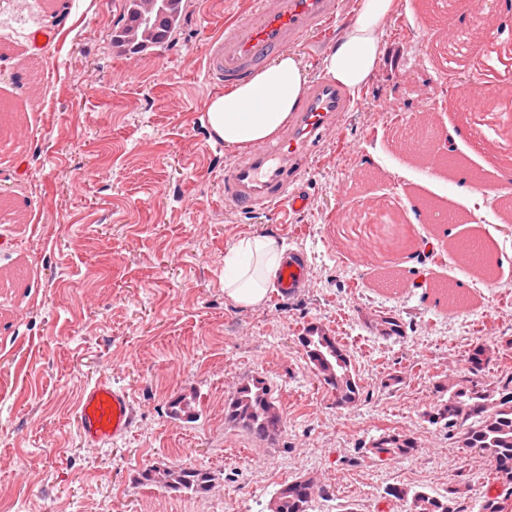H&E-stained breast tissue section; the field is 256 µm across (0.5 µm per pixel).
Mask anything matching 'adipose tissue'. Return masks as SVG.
Returning <instances> with one entry per match:
<instances>
[{"label": "adipose tissue", "mask_w": 512, "mask_h": 512, "mask_svg": "<svg viewBox=\"0 0 512 512\" xmlns=\"http://www.w3.org/2000/svg\"><path fill=\"white\" fill-rule=\"evenodd\" d=\"M395 0H360L354 21L324 60L331 80L361 89L381 58V26ZM307 75L300 61L283 53L249 79L206 104L208 124L225 147L243 150L272 138L297 108ZM285 248L272 235L242 238L224 258V294L242 307L262 303L279 275Z\"/></svg>", "instance_id": "obj_1"}]
</instances>
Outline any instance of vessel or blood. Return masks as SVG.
Here are the masks:
<instances>
[{"label":"vessel or blood","instance_id":"obj_1","mask_svg":"<svg viewBox=\"0 0 512 512\" xmlns=\"http://www.w3.org/2000/svg\"><path fill=\"white\" fill-rule=\"evenodd\" d=\"M342 0H257L253 16L225 24L223 37L211 42L205 68L211 79L233 86L274 57L297 48L310 35L335 25ZM349 90L322 77L308 86L288 119V131L276 142L255 144L226 167L224 203L243 210L277 209L280 214L304 210L308 200L299 188L306 166L324 131L351 111ZM306 259L289 253L280 274V294L294 295L306 286ZM134 419L127 393L108 383L90 386L79 405L87 443L96 446L122 437Z\"/></svg>","mask_w":512,"mask_h":512}]
</instances>
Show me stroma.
Returning <instances> with one entry per match:
<instances>
[{
    "instance_id": "obj_1",
    "label": "stroma",
    "mask_w": 512,
    "mask_h": 512,
    "mask_svg": "<svg viewBox=\"0 0 512 512\" xmlns=\"http://www.w3.org/2000/svg\"><path fill=\"white\" fill-rule=\"evenodd\" d=\"M384 41L404 46V76L375 71L358 104L328 129L302 180L306 210L280 223L275 212L224 204V169L235 151L211 132L205 107L222 87L205 76L204 51L250 0H189L163 49L131 54L113 46L122 0H0V111L18 114L0 153V200L22 218L0 223V270L24 261L18 287L0 292V502L9 512H268L284 481L314 476L327 493L315 512H401L387 488L444 494L469 473L462 505L478 512L488 485L475 450L458 447L422 412L439 400L448 369L476 342L512 339V313L495 314L494 289L512 291V223L494 196L502 163L479 139L495 140L497 112L463 110L446 96L434 112L447 160L411 159L394 130H374L375 103L410 115L445 81L476 82L491 100L512 88V67L479 68L468 46L444 41L439 0H397ZM359 0H344L341 26L296 57L308 79L351 23ZM366 174L350 184V165ZM108 170L104 179L94 169ZM489 191L481 210L471 191ZM380 202L425 246L369 264L345 255L337 212L361 234ZM272 234L306 256L307 288L270 290L263 303L224 295V256L240 238ZM483 237L494 288L480 287L451 239ZM467 303L456 318L442 285ZM398 317L401 336L368 330L369 312ZM492 331H485L486 321ZM312 323L354 356L359 402L337 406L299 344ZM401 384L382 387L387 374ZM266 380L282 429L259 440L230 422L225 406L244 381ZM104 381L128 393L134 423L120 439L88 444L77 423L84 390ZM196 399L182 422L170 402ZM416 437L421 454L382 460L368 447L380 430ZM171 459L215 477L205 495L141 483Z\"/></svg>"
}]
</instances>
